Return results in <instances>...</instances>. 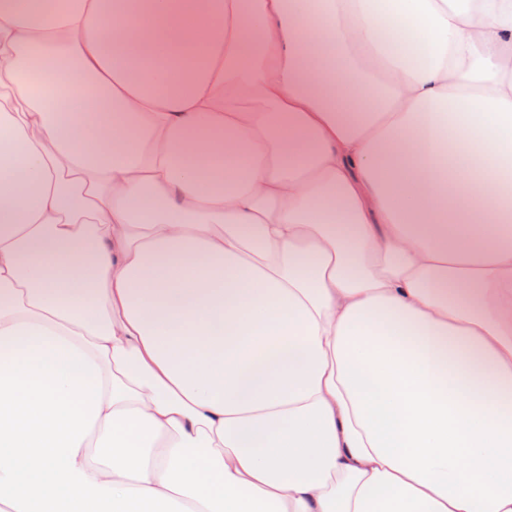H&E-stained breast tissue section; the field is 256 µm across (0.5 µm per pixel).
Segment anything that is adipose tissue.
Listing matches in <instances>:
<instances>
[{
  "label": "adipose tissue",
  "instance_id": "1",
  "mask_svg": "<svg viewBox=\"0 0 512 512\" xmlns=\"http://www.w3.org/2000/svg\"><path fill=\"white\" fill-rule=\"evenodd\" d=\"M0 512H512V0H0Z\"/></svg>",
  "mask_w": 512,
  "mask_h": 512
}]
</instances>
